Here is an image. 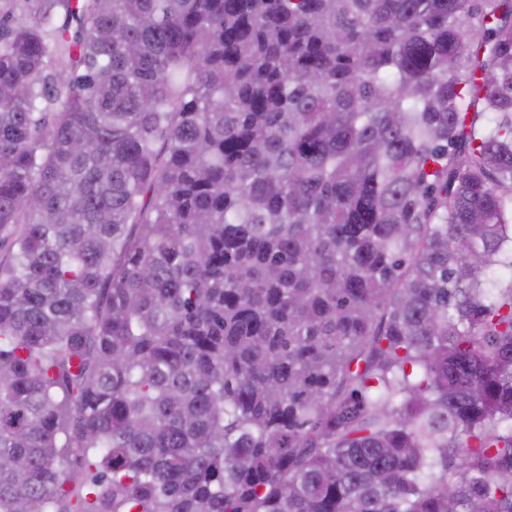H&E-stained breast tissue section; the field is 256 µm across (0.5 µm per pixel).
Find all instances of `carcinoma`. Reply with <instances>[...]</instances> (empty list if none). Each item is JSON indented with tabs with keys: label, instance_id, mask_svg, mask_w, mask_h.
Masks as SVG:
<instances>
[{
	"label": "carcinoma",
	"instance_id": "cac0c4a2",
	"mask_svg": "<svg viewBox=\"0 0 512 512\" xmlns=\"http://www.w3.org/2000/svg\"><path fill=\"white\" fill-rule=\"evenodd\" d=\"M0 512H512V0H0Z\"/></svg>",
	"mask_w": 512,
	"mask_h": 512
}]
</instances>
